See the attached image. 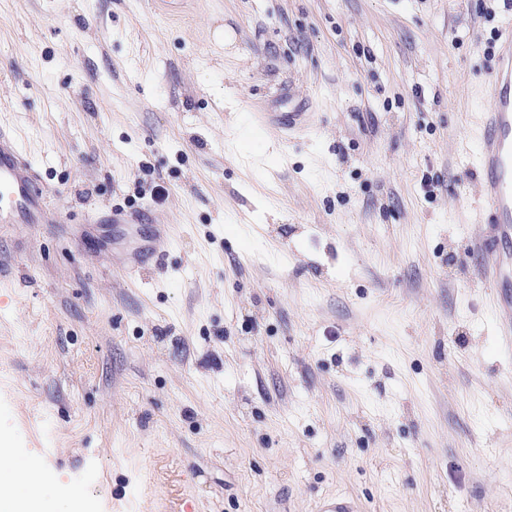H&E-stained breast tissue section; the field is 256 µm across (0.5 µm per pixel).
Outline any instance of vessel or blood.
Listing matches in <instances>:
<instances>
[{
  "label": "vessel or blood",
  "instance_id": "vessel-or-blood-1",
  "mask_svg": "<svg viewBox=\"0 0 512 512\" xmlns=\"http://www.w3.org/2000/svg\"><path fill=\"white\" fill-rule=\"evenodd\" d=\"M491 105L480 126V196L486 222L495 230L484 244L488 261L481 271L498 287L496 306L512 333V25L498 40L495 64L488 75ZM53 190L19 147L12 129L0 126V224H44ZM168 227L154 225L127 259L131 269L155 257Z\"/></svg>",
  "mask_w": 512,
  "mask_h": 512
}]
</instances>
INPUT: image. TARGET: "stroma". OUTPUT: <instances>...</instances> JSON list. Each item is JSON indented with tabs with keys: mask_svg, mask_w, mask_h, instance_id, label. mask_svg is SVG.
<instances>
[{
	"mask_svg": "<svg viewBox=\"0 0 512 512\" xmlns=\"http://www.w3.org/2000/svg\"><path fill=\"white\" fill-rule=\"evenodd\" d=\"M502 0H0V439L44 512H512L479 271ZM305 102L307 129L254 112ZM165 224L160 266L121 262ZM99 223H90V216ZM79 493L65 499L59 483ZM53 189L19 147L12 129L0 126V224L48 223Z\"/></svg>",
	"mask_w": 512,
	"mask_h": 512,
	"instance_id": "obj_1",
	"label": "stroma"
}]
</instances>
